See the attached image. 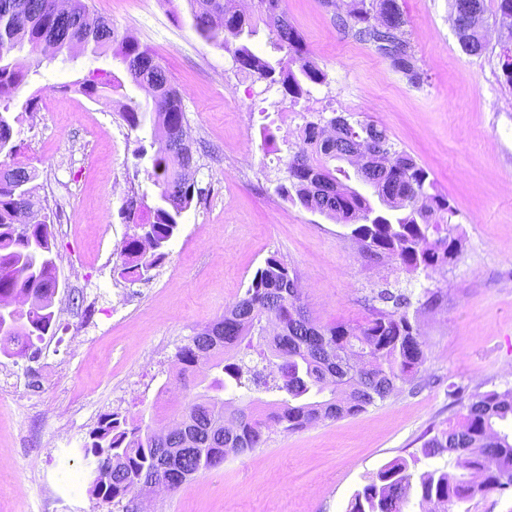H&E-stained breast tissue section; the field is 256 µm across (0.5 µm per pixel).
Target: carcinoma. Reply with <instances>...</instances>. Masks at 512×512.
Returning a JSON list of instances; mask_svg holds the SVG:
<instances>
[{"label":"carcinoma","mask_w":512,"mask_h":512,"mask_svg":"<svg viewBox=\"0 0 512 512\" xmlns=\"http://www.w3.org/2000/svg\"><path fill=\"white\" fill-rule=\"evenodd\" d=\"M53 2L0 0V107L6 111L12 106L25 112L34 109L37 96L22 102L17 99L29 71L16 68L12 57L29 47L31 67L36 70L42 63V44L48 39L54 42L57 55L71 57L78 52L100 56L110 52L132 82L150 84V109L135 103L125 105L121 112L132 130L147 122L166 129V144L151 157V176L160 188L156 203L149 208L152 219L142 221V205L136 199L126 207L127 219L138 232L122 244V274L141 278L164 258L182 215L201 194L194 179L197 161L186 163L185 153L191 149L179 136L185 120L182 101L148 47L120 33L104 17L89 20L85 0H69L67 14L50 10L48 4ZM475 5L481 13L487 12L486 0H451L453 15L462 21L456 30L460 48L470 56L487 50L478 29L463 23ZM379 13L387 16L395 34L375 27ZM334 20L344 35L376 51L379 41L389 36L396 39L394 54L384 59L397 72H403L401 62L414 59L399 0H358V6L346 14L334 12ZM261 25L283 57L263 59L243 41L232 48L240 68L281 84L293 98L308 93L310 84L325 83L326 74L309 60L303 37L282 9L281 0H257L253 13L231 18L224 12V0H200L199 8L193 11L196 32L226 50L225 33L250 38ZM74 86L89 98L116 89L113 78L99 74ZM346 122L337 149L346 150L370 139L399 159L398 166L387 171L374 190L385 210L375 209L367 196L344 183L350 179L345 170L330 167L336 155L322 140L318 122L306 124L305 147L289 158L288 183L280 185L278 193L306 210L317 209L343 222L372 260L388 258L409 271L447 265L456 248L454 224L446 225L445 234H440L441 221L455 215L448 198L435 191L426 169L395 149L384 128L349 117ZM33 179L23 167L0 164V300L8 292L25 293L30 299L29 321L0 335V344L16 345L19 354L27 352L33 339L49 332L55 317L50 232L41 217L45 208L30 186ZM21 202L30 205L36 224L19 234L16 218ZM295 278V271L281 259L268 257L244 295L209 325L208 333L192 337L177 351L181 376L195 374L205 358L210 368L221 370L232 380L228 385L218 376L212 378L177 415L178 427L168 432L169 446H179L181 424L187 418L194 420V444L183 454V476L178 483L221 464L230 435L243 453L259 447L265 430L273 424L294 432L320 421L354 416L388 399L424 362V341L407 312L411 304L407 296L380 291L378 298L393 302V310L376 309L363 324L308 326L294 319L295 313L305 309L302 297L290 295L287 288ZM234 350L238 358L226 362L224 355ZM227 389L245 395L264 392L278 399L264 403L262 411L250 403L229 413L234 399H224L222 393ZM510 420L512 389L472 395L460 421L426 438L410 458L396 459L380 469L353 495L347 512H405L413 496L421 503L436 501L450 508L477 495L512 488V433L497 429ZM162 453L164 448L150 425L129 424L114 412L102 415L90 433V443L84 446L94 492L108 504L141 493ZM436 457L480 472L481 484L475 486L443 468L418 471L422 460Z\"/></svg>","instance_id":"carcinoma-1"}]
</instances>
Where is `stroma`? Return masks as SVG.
<instances>
[{
    "label": "stroma",
    "mask_w": 512,
    "mask_h": 512,
    "mask_svg": "<svg viewBox=\"0 0 512 512\" xmlns=\"http://www.w3.org/2000/svg\"><path fill=\"white\" fill-rule=\"evenodd\" d=\"M90 13L149 47L182 91L190 146L202 190L164 260L144 278L124 275L123 241L134 232L122 212L140 193L160 189L138 164L152 127L133 131L125 104H150L111 55L44 60L19 93L33 111L11 109L18 153L36 194L53 212L59 288L56 323L22 356L0 352V512H347L357 490L388 462L447 427L475 393L512 388V87L499 53L512 31L484 29L480 56L459 47L448 0H400L422 73L413 85L370 47L345 36L321 0H283L325 83L299 99L257 79L231 52L193 28L194 0H88ZM121 78L117 91L91 99L72 86L90 71ZM353 115L386 128L396 149L429 173L455 208L457 254L438 273L408 272L368 259L347 226L283 199L288 160L306 123ZM295 268L303 301L320 325L363 323L387 288L438 306L414 321L424 363L387 400L355 416L294 433L267 430L260 448L226 455L176 491L105 504L89 490L83 448L99 418L117 412L150 424L164 387L184 400L198 376L169 365L178 349L221 318L269 256ZM64 378L54 392L49 366Z\"/></svg>",
    "instance_id": "stroma-1"
}]
</instances>
